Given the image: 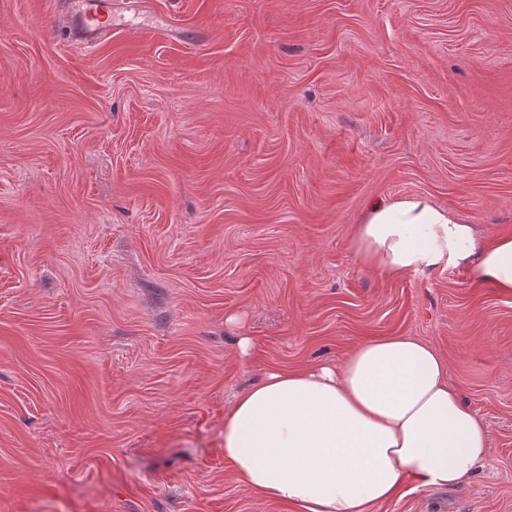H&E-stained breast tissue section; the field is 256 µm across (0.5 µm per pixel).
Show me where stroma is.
I'll use <instances>...</instances> for the list:
<instances>
[{
	"mask_svg": "<svg viewBox=\"0 0 512 512\" xmlns=\"http://www.w3.org/2000/svg\"><path fill=\"white\" fill-rule=\"evenodd\" d=\"M56 6L0 0V512H296L232 479L225 409L393 335L491 448L373 512H512V292L352 244L415 194L512 234V0H145L204 40L91 50Z\"/></svg>",
	"mask_w": 512,
	"mask_h": 512,
	"instance_id": "obj_1",
	"label": "stroma"
}]
</instances>
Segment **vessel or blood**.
Listing matches in <instances>:
<instances>
[{"instance_id":"obj_1","label":"vessel or blood","mask_w":512,"mask_h":512,"mask_svg":"<svg viewBox=\"0 0 512 512\" xmlns=\"http://www.w3.org/2000/svg\"><path fill=\"white\" fill-rule=\"evenodd\" d=\"M56 20L66 41L89 47L127 25L116 0H65Z\"/></svg>"}]
</instances>
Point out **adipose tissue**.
Returning a JSON list of instances; mask_svg holds the SVG:
<instances>
[{
  "label": "adipose tissue",
  "mask_w": 512,
  "mask_h": 512,
  "mask_svg": "<svg viewBox=\"0 0 512 512\" xmlns=\"http://www.w3.org/2000/svg\"><path fill=\"white\" fill-rule=\"evenodd\" d=\"M367 268L389 277L467 271L512 292V236L488 240L425 195L370 205L355 225ZM483 421L428 341L386 336L337 364L276 370L224 411V459L238 483L299 512H370L404 477L452 488L483 462Z\"/></svg>",
  "instance_id": "ef3b65f1"
}]
</instances>
